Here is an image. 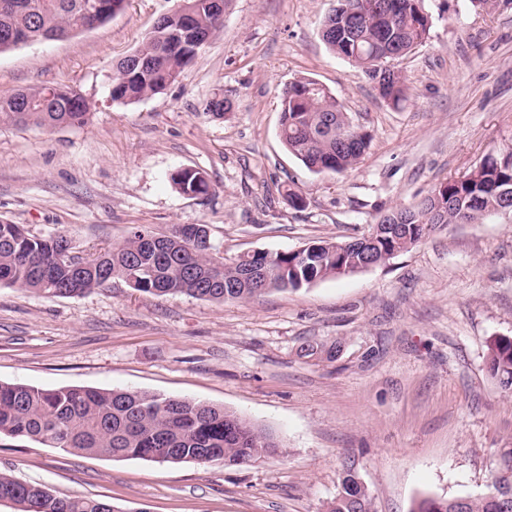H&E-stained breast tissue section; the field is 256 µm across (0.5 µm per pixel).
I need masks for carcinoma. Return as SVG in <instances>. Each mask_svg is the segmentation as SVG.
I'll return each mask as SVG.
<instances>
[{
    "instance_id": "carcinoma-1",
    "label": "carcinoma",
    "mask_w": 512,
    "mask_h": 512,
    "mask_svg": "<svg viewBox=\"0 0 512 512\" xmlns=\"http://www.w3.org/2000/svg\"><path fill=\"white\" fill-rule=\"evenodd\" d=\"M89 0H0V53L27 43L54 41L82 31ZM200 39L220 26L215 0H186ZM322 36L329 50L362 69L377 83L380 96L398 108L408 99L402 73L390 65L411 53L428 37L430 21L421 0H385L388 10L362 19L354 41L348 39V9L357 0H336ZM181 32L175 18L157 20L136 50L132 69L117 65L112 100L136 103L174 82L188 65L187 55L171 48ZM27 108L14 96L0 97V118L44 127L82 125L89 105L77 91L54 85L23 91ZM280 138L290 154L315 172L342 173L353 168L369 148L372 136L354 125L349 113L324 86L302 78L282 92ZM175 189L195 197L209 194L201 172L179 169L170 175ZM505 187L512 188V146L489 154L463 179L435 187L410 207L413 219L377 240L373 256L387 263L408 250L438 224H476L498 213ZM449 206L439 209L434 195ZM175 225L166 234L135 227L121 241L86 252L65 235L39 236L22 224L0 223V287H18L48 298H69L104 288L115 279L135 281V289L152 295L181 294L210 301L258 297L270 290H298L327 278L358 273L363 250L353 241L319 240L310 250L292 253H244L230 263L216 260L212 248L196 245ZM74 253L62 265L64 249ZM262 277L256 288L253 276ZM487 367L499 385H512V338L488 345ZM27 438L51 448L114 458L154 460L160 448L166 461L195 462L206 455L226 465L249 464L280 455L286 448L270 433L220 406L185 397L70 386L45 389L0 382V435ZM14 512H119L93 497L58 498L48 488L0 473V500ZM468 499V512H512V489L492 486L483 497ZM456 498L423 495L411 512H455ZM327 512H373V498L348 471Z\"/></svg>"
}]
</instances>
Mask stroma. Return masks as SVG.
Segmentation results:
<instances>
[{
  "mask_svg": "<svg viewBox=\"0 0 512 512\" xmlns=\"http://www.w3.org/2000/svg\"><path fill=\"white\" fill-rule=\"evenodd\" d=\"M335 3L232 0L176 81L129 105L111 96L116 65L174 0H126L97 28L0 53V96L62 83L90 106L79 126L0 122V223L87 249L135 226L204 224L229 262L366 234L512 144V0H422L431 29L396 63L409 87L397 108L322 42ZM302 77L372 134L353 169L316 173L284 148L281 91ZM218 97L231 104L221 116L207 111ZM180 168L204 172L209 195L179 193ZM498 336L512 337V214L246 301L153 296L118 279L74 298L0 288V382L192 398L287 448L249 465L171 464L1 435L0 473L121 512H326L349 469L375 512H409L424 493L477 498L512 448V389L487 369ZM319 343L335 358L301 357Z\"/></svg>",
  "mask_w": 512,
  "mask_h": 512,
  "instance_id": "35a3bbf8",
  "label": "stroma"
}]
</instances>
